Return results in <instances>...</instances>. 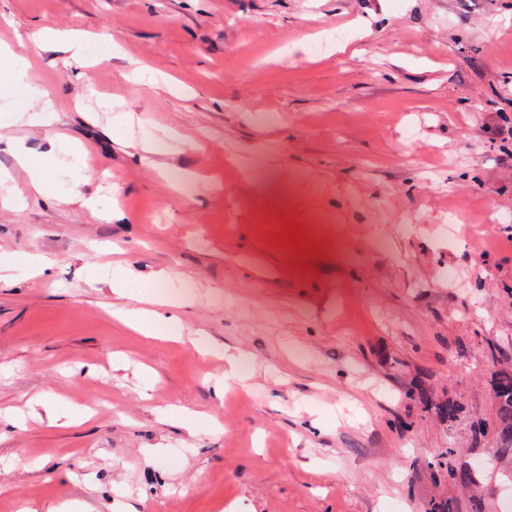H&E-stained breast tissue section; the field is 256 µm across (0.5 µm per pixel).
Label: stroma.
Wrapping results in <instances>:
<instances>
[{"instance_id":"stroma-1","label":"stroma","mask_w":512,"mask_h":512,"mask_svg":"<svg viewBox=\"0 0 512 512\" xmlns=\"http://www.w3.org/2000/svg\"><path fill=\"white\" fill-rule=\"evenodd\" d=\"M1 45L54 114L0 82V512H512L439 466H483L512 372V0H0ZM15 138L96 207L27 192ZM37 40L42 46H47L60 41L68 42L70 48L74 50L73 58L76 62H79V57L83 51L82 41L73 39L69 33L53 31L51 29L45 28L37 33ZM126 322L138 331L152 335L160 324H166L174 319L160 311L130 308L125 311ZM458 450L456 448H448L446 451L445 463L448 476L461 486L470 489L476 483L475 472L471 468H467L463 464L457 462Z\"/></svg>"}]
</instances>
